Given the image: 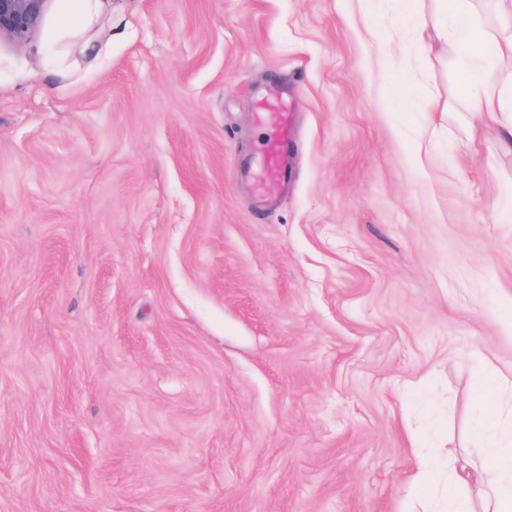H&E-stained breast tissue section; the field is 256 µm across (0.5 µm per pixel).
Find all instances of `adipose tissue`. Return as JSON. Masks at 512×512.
<instances>
[{"mask_svg":"<svg viewBox=\"0 0 512 512\" xmlns=\"http://www.w3.org/2000/svg\"><path fill=\"white\" fill-rule=\"evenodd\" d=\"M420 0H396L397 19L413 26L420 37L451 38L457 53L459 83L468 112L498 124L499 144L512 153V85L489 90L486 75L497 57L512 56V36L504 37L485 28L477 19L474 0H453L448 12L422 16ZM104 0H59L54 28L72 34L89 28L103 13ZM475 436L487 460L486 465L464 464L448 476L447 512H471L464 490L476 487L484 512H512V424L502 416L478 410Z\"/></svg>","mask_w":512,"mask_h":512,"instance_id":"obj_1","label":"adipose tissue"}]
</instances>
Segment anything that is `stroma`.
I'll use <instances>...</instances> for the list:
<instances>
[{
    "label": "stroma",
    "mask_w": 512,
    "mask_h": 512,
    "mask_svg": "<svg viewBox=\"0 0 512 512\" xmlns=\"http://www.w3.org/2000/svg\"><path fill=\"white\" fill-rule=\"evenodd\" d=\"M393 10L112 0L99 59L0 38V512H423L478 458L512 154L451 55L381 51ZM277 85L296 167L259 217Z\"/></svg>",
    "instance_id": "1"
}]
</instances>
